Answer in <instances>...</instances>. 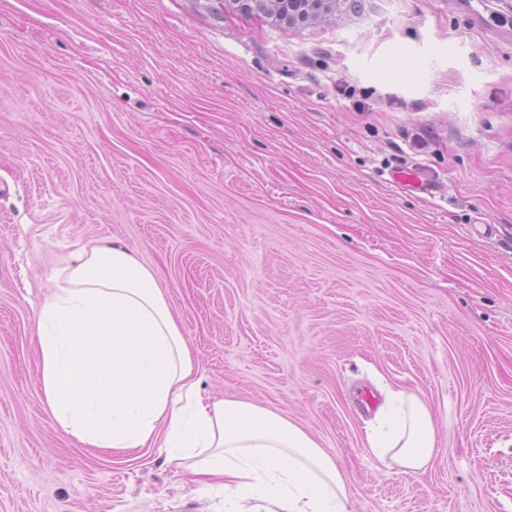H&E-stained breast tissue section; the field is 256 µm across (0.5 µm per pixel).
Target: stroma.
<instances>
[{
	"instance_id": "1",
	"label": "stroma",
	"mask_w": 512,
	"mask_h": 512,
	"mask_svg": "<svg viewBox=\"0 0 512 512\" xmlns=\"http://www.w3.org/2000/svg\"><path fill=\"white\" fill-rule=\"evenodd\" d=\"M358 2L0 0V512L232 508L51 416L35 316L92 243L157 272L203 397L336 458L350 512H512V0ZM390 390L434 409L425 474L366 447ZM391 177L395 182L419 186L425 190L432 188L436 181L429 173L409 168L395 170L392 172Z\"/></svg>"
}]
</instances>
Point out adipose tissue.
Instances as JSON below:
<instances>
[{
    "label": "adipose tissue",
    "instance_id": "1",
    "mask_svg": "<svg viewBox=\"0 0 512 512\" xmlns=\"http://www.w3.org/2000/svg\"><path fill=\"white\" fill-rule=\"evenodd\" d=\"M36 324L46 405L80 444L164 449L229 493L238 512H349L344 470L294 420L200 395L194 354L155 270L133 250L83 247L52 277ZM367 447L386 466L426 473L442 451L430 402L389 394Z\"/></svg>",
    "mask_w": 512,
    "mask_h": 512
}]
</instances>
